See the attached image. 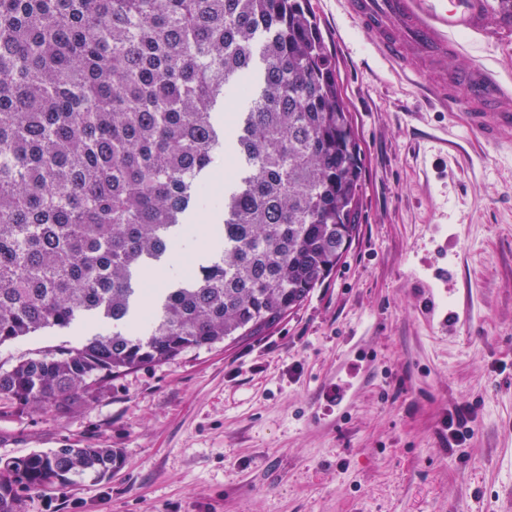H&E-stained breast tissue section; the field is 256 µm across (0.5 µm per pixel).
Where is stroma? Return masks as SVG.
<instances>
[{"label":"stroma","instance_id":"obj_1","mask_svg":"<svg viewBox=\"0 0 512 512\" xmlns=\"http://www.w3.org/2000/svg\"><path fill=\"white\" fill-rule=\"evenodd\" d=\"M310 3L363 151L351 249L265 335L126 372L64 416L0 400V461L124 456L21 512H512V130L485 140L342 0ZM459 43L449 68L512 89V24ZM467 406L457 443L444 422Z\"/></svg>","mask_w":512,"mask_h":512}]
</instances>
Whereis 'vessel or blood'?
Wrapping results in <instances>:
<instances>
[{"mask_svg": "<svg viewBox=\"0 0 512 512\" xmlns=\"http://www.w3.org/2000/svg\"><path fill=\"white\" fill-rule=\"evenodd\" d=\"M347 9L395 67L432 63L434 95L449 111L468 113L484 138L500 140L512 128V90L483 67L451 74L444 66L458 34L481 20L478 0H347Z\"/></svg>", "mask_w": 512, "mask_h": 512, "instance_id": "vessel-or-blood-1", "label": "vessel or blood"}]
</instances>
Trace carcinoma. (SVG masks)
Returning <instances> with one entry per match:
<instances>
[{"mask_svg":"<svg viewBox=\"0 0 512 512\" xmlns=\"http://www.w3.org/2000/svg\"><path fill=\"white\" fill-rule=\"evenodd\" d=\"M485 2L512 23V0ZM363 184L308 0H0V346L107 325L1 369L0 396L64 416L125 372L264 335L347 253ZM206 202L224 213L209 257L137 306ZM123 462L92 445L1 461L0 512ZM232 175L231 159L225 154L224 147L217 152L213 163L211 189L214 194H224V182Z\"/></svg>","mask_w":512,"mask_h":512,"instance_id":"1","label":"carcinoma"}]
</instances>
